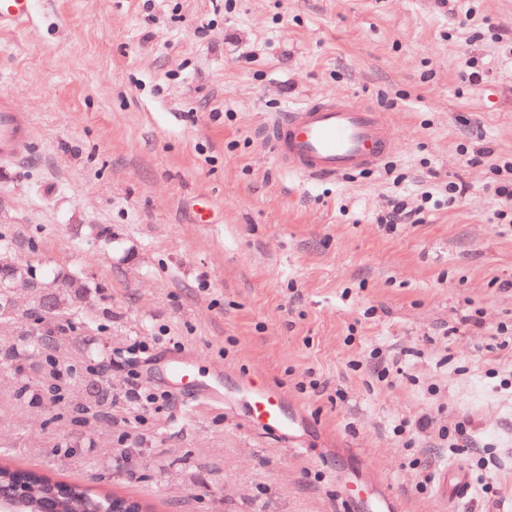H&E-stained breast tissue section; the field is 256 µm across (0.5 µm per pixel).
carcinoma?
<instances>
[{
  "mask_svg": "<svg viewBox=\"0 0 512 512\" xmlns=\"http://www.w3.org/2000/svg\"><path fill=\"white\" fill-rule=\"evenodd\" d=\"M23 483L27 497L21 512H44L47 502L55 503L56 512H114L118 495L84 487L64 484L33 471L0 466V484Z\"/></svg>",
  "mask_w": 512,
  "mask_h": 512,
  "instance_id": "cac0c4a2",
  "label": "carcinoma"
}]
</instances>
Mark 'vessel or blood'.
I'll return each instance as SVG.
<instances>
[{"label":"vessel or blood","mask_w":512,"mask_h":512,"mask_svg":"<svg viewBox=\"0 0 512 512\" xmlns=\"http://www.w3.org/2000/svg\"><path fill=\"white\" fill-rule=\"evenodd\" d=\"M34 0H0V29H23L32 22ZM264 133L279 165L308 179H333L353 172L379 169L394 152L391 122L386 113L344 99L305 102L268 115ZM37 135L29 113L12 100L0 98V166L26 159ZM195 360L183 352L166 361V372L176 389L195 397L213 393L194 375ZM225 397L244 399L250 424L285 440L301 431L305 413L289 404L286 394L265 378L248 375L229 384ZM437 481L449 501L468 497L470 471L461 464L442 470ZM344 496L356 512H398L394 495L383 484L366 482L357 490L343 485Z\"/></svg>","instance_id":"b4317fda"}]
</instances>
